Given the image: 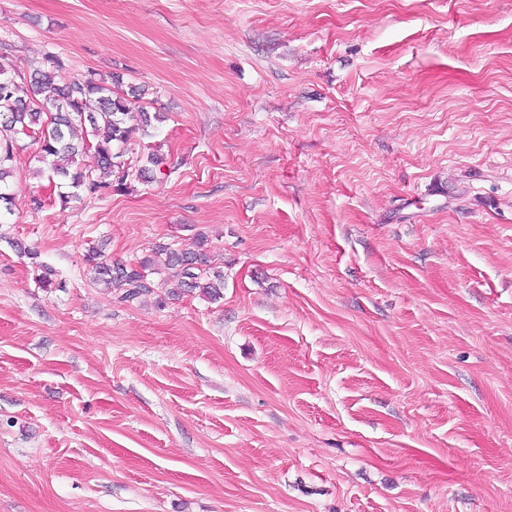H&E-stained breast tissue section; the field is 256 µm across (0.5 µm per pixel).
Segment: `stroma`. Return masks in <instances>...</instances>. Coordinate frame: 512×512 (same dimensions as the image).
Here are the masks:
<instances>
[{
  "label": "stroma",
  "instance_id": "1",
  "mask_svg": "<svg viewBox=\"0 0 512 512\" xmlns=\"http://www.w3.org/2000/svg\"><path fill=\"white\" fill-rule=\"evenodd\" d=\"M1 53L120 74L165 162L63 206L19 142L0 512H512V0H0ZM200 232L216 302L83 261Z\"/></svg>",
  "mask_w": 512,
  "mask_h": 512
}]
</instances>
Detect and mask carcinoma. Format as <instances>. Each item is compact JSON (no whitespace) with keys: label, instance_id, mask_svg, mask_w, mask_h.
Listing matches in <instances>:
<instances>
[{"label":"carcinoma","instance_id":"cac0c4a2","mask_svg":"<svg viewBox=\"0 0 512 512\" xmlns=\"http://www.w3.org/2000/svg\"><path fill=\"white\" fill-rule=\"evenodd\" d=\"M63 61L53 55L33 69L29 78L11 76L6 57L0 56V183L10 176L7 163L14 158L19 136L40 134L39 154L49 181L70 188L59 194L64 205L90 195L125 189L129 170L124 160L125 145L133 126L148 127L161 116L134 111L128 99L112 91L120 75L90 72L59 87L54 70ZM98 171L109 177L95 178ZM115 180H110V177ZM197 249L177 250L159 243L151 254L135 264L114 263L93 246L85 263L93 273V282L116 293L122 302H134L167 289V296L196 293L210 301L222 296L224 274L211 267L205 245L206 236L196 238ZM38 286L47 290L61 288L53 268L33 262Z\"/></svg>","mask_w":512,"mask_h":512}]
</instances>
